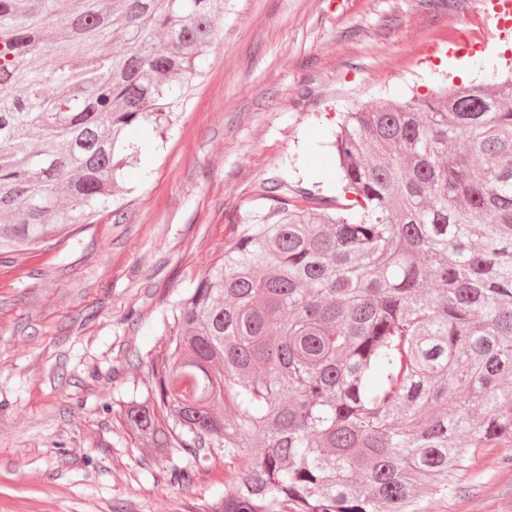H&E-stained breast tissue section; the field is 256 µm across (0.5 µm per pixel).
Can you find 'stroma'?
I'll list each match as a JSON object with an SVG mask.
<instances>
[{"mask_svg":"<svg viewBox=\"0 0 512 512\" xmlns=\"http://www.w3.org/2000/svg\"><path fill=\"white\" fill-rule=\"evenodd\" d=\"M164 138L142 127L151 169H127L93 223L36 253L0 257V512H201L231 471L211 455L170 480L119 400L152 384L169 301L223 254L229 223L263 209L273 177L329 190L321 147L341 113L404 103L512 60V19L490 0H231ZM480 24L470 51L449 30ZM297 161L290 169L289 161ZM428 512H512V443L476 449L458 491Z\"/></svg>","mask_w":512,"mask_h":512,"instance_id":"1","label":"stroma"}]
</instances>
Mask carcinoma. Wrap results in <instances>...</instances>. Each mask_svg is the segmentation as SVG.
<instances>
[{
    "mask_svg": "<svg viewBox=\"0 0 512 512\" xmlns=\"http://www.w3.org/2000/svg\"><path fill=\"white\" fill-rule=\"evenodd\" d=\"M222 0H0V255L106 211ZM336 195L263 185L119 401L156 458L234 469L204 512H426L512 443V79L348 112Z\"/></svg>",
    "mask_w": 512,
    "mask_h": 512,
    "instance_id": "carcinoma-1",
    "label": "carcinoma"
}]
</instances>
